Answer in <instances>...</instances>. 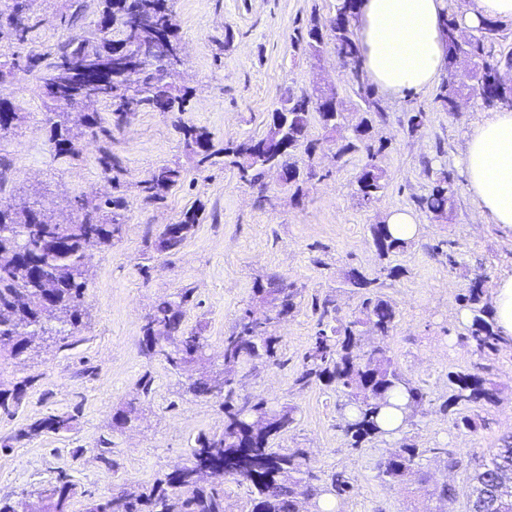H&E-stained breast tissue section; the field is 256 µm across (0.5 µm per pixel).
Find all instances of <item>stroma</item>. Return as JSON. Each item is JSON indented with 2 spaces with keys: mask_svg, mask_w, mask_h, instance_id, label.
I'll list each match as a JSON object with an SVG mask.
<instances>
[{
  "mask_svg": "<svg viewBox=\"0 0 512 512\" xmlns=\"http://www.w3.org/2000/svg\"><path fill=\"white\" fill-rule=\"evenodd\" d=\"M336 0H176L175 10L184 64L180 82L193 91L186 120L211 132L216 145L261 135L274 102L284 94L317 88L336 91L346 106L348 125L358 123L364 104L348 68L324 45L312 57L295 40L296 28L311 15L329 20ZM99 0H29L35 28L24 43L4 50L18 62L44 53L75 35L93 33ZM435 87L400 99L379 96L386 114L375 130L385 149L381 156L388 184L371 207L360 206L355 178L365 162L361 153L335 159L319 125L311 139L315 179L300 194L266 178L265 193L239 182L233 169L217 165L194 182L174 187L164 202L143 199L136 184L155 167L190 159L172 116L140 112L117 133L111 149L127 171L125 231L112 249L91 251L92 277L86 291L85 327L69 346L55 344L19 358L0 356V382H26L25 395L12 414L0 412V497L34 491L67 476L74 487L73 512H82L88 495L110 494L123 483L148 486L187 462L199 435L220 432L224 410L219 401L185 392L184 375L145 356L141 326L155 302L182 288L194 291L188 326L201 329L212 356H219L240 310L249 301L256 278L278 274L293 283L302 298L293 315L276 328L279 362L246 366L238 392L258 395L270 406L295 409L292 428L277 440L283 451L305 449L318 476L343 474L351 490L334 502L335 512H466L470 477L478 461L512 433V346L485 359L465 340L458 300L475 277L494 288L512 273V237L480 213L457 161L465 133L481 120L479 97L463 99L456 113L442 111ZM0 98L12 102L25 120L0 144V175L15 201L40 192L47 200L62 195L94 197L108 188L98 162L97 144L79 159L53 158L44 121L46 100L32 74L18 71L0 81ZM424 123L408 133L412 112ZM447 169L458 190L448 220L417 212L419 232L401 254L391 257L402 275L380 278L379 292L398 311V322L384 341L398 371L424 385L428 398L401 431L425 454L421 475L400 484L377 477L376 462L392 441L355 449L340 428L342 398L315 385L301 389L293 379L314 333L312 302L334 300L337 315L349 318L360 297L345 282L348 270L378 272L382 261L369 227L397 208L415 209L427 193L431 173ZM202 205L201 220L180 249L162 257L154 242L165 225L183 211ZM441 252H434V245ZM493 362L500 386L499 405L475 412V431L456 430L441 406L448 397L449 371H479ZM151 393L139 399V419L122 430L112 413L139 398L142 380ZM51 413L74 415L71 430L48 433L22 443L12 435L28 422ZM456 457L447 469V457ZM455 486L457 499L444 505L434 484Z\"/></svg>",
  "mask_w": 512,
  "mask_h": 512,
  "instance_id": "1",
  "label": "stroma"
}]
</instances>
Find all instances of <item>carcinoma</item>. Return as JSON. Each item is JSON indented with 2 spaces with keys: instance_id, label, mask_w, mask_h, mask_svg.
<instances>
[{
  "instance_id": "1",
  "label": "carcinoma",
  "mask_w": 512,
  "mask_h": 512,
  "mask_svg": "<svg viewBox=\"0 0 512 512\" xmlns=\"http://www.w3.org/2000/svg\"><path fill=\"white\" fill-rule=\"evenodd\" d=\"M358 0H336L334 15L328 23L313 16L297 29L296 39L309 54L320 55L324 40L332 41L336 55L351 67L355 76L363 73L360 48L351 20ZM175 0H101L95 33L80 36L48 54L33 55L27 70L37 72V80L51 76L52 83L64 93L76 90L75 75L66 67L67 57L82 54L125 67L134 52L162 43L181 44ZM12 19L0 23V41H25L33 26L26 16V0H0V16ZM460 19L453 7L443 13L442 33L447 43L445 76L435 101L445 112L454 111L457 97L470 91L487 107L504 105L512 91L496 78L495 68L512 59L495 58L488 51L499 31L496 20H484L474 28L468 41L458 37ZM469 55L484 69L479 85L456 81L448 73L455 60ZM176 62L155 56L145 63V76L139 80L111 74L106 78V93L101 101L112 107L111 120L96 112H72L70 106L47 96L53 109L47 113L49 143L55 158H78L83 141L112 138V129L121 127L137 112L180 114L186 112L192 93L177 85ZM358 93L366 105L365 115L353 136L337 147L338 157L363 152L366 161L355 178V195L361 205L374 203L385 189L387 174L381 164L383 146L373 143V130L385 122V113L371 85L360 82ZM0 140L7 138L24 120L15 107L0 101ZM325 132L338 130L344 119L343 103L325 101L324 90L296 94L287 92L269 112L265 131L258 137L229 141L215 147L210 133L182 118L174 126L194 160V169L202 171L219 163L237 170L239 180L252 189L264 191L265 177L272 168L279 170L288 188L301 191L307 181L305 170L318 142L309 138L313 120ZM100 164L116 172L110 190L93 198L75 197L67 201V214L52 218L39 200L18 206L2 197L5 191L0 174V352L18 358L39 352L52 342L67 345L81 331L84 303L91 269L86 256L89 248L109 249L121 238L125 226V201L119 174L121 162L103 150ZM187 170L179 163L163 164L139 182L141 192L153 202L165 200L170 190L182 182ZM453 173L441 171L425 195L415 198L416 205L437 217H447L455 192ZM200 209L185 211L180 220L164 228L156 250L162 255L179 249L199 224ZM373 244L385 259L405 250L408 241L394 237L387 224L370 225ZM58 240L57 249L45 252L41 241ZM346 281L362 296L357 312L348 321L336 316V304L330 298L313 304L315 333L294 378L301 389L321 384L339 390L346 413L341 425L351 446L383 439L393 432L383 429L379 418L399 412L403 420L413 417L422 407L427 392L403 377L385 349L363 353L362 335L367 333L383 341L396 327L395 306L377 291L378 278L352 268ZM298 289L277 274L255 280L250 303L236 319L233 331L224 337L222 369L213 368L206 337L185 324L187 310L194 305L193 289L182 288L156 302L145 316L141 328V348L145 355L162 359L170 369L188 374L185 392L195 397L216 398L224 408L221 432L202 435L191 449L182 469L171 471L151 486H120L119 496H89L84 512H225L224 479L230 477L248 486L249 512H302L303 502L325 509L327 499L339 498L350 491L349 482L333 473L322 479L314 475L306 452L297 449L282 452L273 447L295 421L294 408H273L259 397H241L237 392L241 369L256 362L278 363L281 339L275 333L277 321L291 315L297 307ZM460 302L470 312L466 340L477 351L490 354L505 343L494 329L491 307L484 302V280L476 278ZM24 395L21 385L0 389V411L10 413ZM500 401V388L493 367L473 373L459 369L448 372V398L441 405L455 428L473 431L469 412L492 407ZM139 419L134 403L121 406L112 415V427L126 428ZM74 416L50 414L17 430L12 440H32L45 433L71 430ZM424 451L407 438L376 464L377 476L390 483L404 481L408 471L420 465ZM467 512H512V435L479 464L473 476ZM74 488L61 479L37 493L22 492L0 498V512H70Z\"/></svg>"
}]
</instances>
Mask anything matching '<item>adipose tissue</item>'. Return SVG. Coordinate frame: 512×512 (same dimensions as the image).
<instances>
[{
	"mask_svg": "<svg viewBox=\"0 0 512 512\" xmlns=\"http://www.w3.org/2000/svg\"><path fill=\"white\" fill-rule=\"evenodd\" d=\"M446 7L447 0H360L357 38L369 83L392 99L432 84L445 66ZM458 162L480 212L512 233V107L466 132Z\"/></svg>",
	"mask_w": 512,
	"mask_h": 512,
	"instance_id": "adipose-tissue-1",
	"label": "adipose tissue"
}]
</instances>
